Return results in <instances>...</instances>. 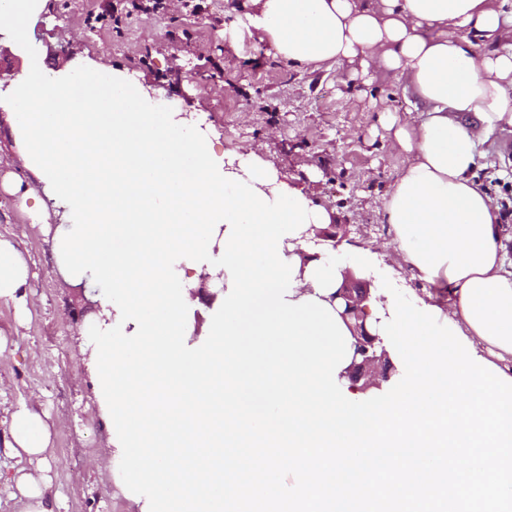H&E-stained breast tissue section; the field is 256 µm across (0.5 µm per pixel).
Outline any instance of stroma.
Instances as JSON below:
<instances>
[{
  "mask_svg": "<svg viewBox=\"0 0 512 512\" xmlns=\"http://www.w3.org/2000/svg\"><path fill=\"white\" fill-rule=\"evenodd\" d=\"M127 0H47L30 22L29 40L52 70L87 47L98 62L135 85L152 88V104L194 114L217 151L252 147L332 221L344 225L338 247L370 250L374 286L383 280L410 301L448 307L444 285L415 277L394 261L381 203L404 158L384 127L386 109H405L402 85L383 76L372 85L337 80L336 68L310 69L279 58L245 29L243 0H164L144 13ZM122 23L93 22L106 4ZM233 100L235 110L224 108ZM0 237L16 241L30 278V314L20 322L13 302L0 300V435L4 419L26 402L49 417L52 441L41 467L51 479L55 512H135L106 462L108 432L87 369L80 310L54 250L52 234L30 224L16 198L0 191Z\"/></svg>",
  "mask_w": 512,
  "mask_h": 512,
  "instance_id": "obj_1",
  "label": "stroma"
}]
</instances>
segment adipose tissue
I'll return each mask as SVG.
<instances>
[{
	"label": "adipose tissue",
	"instance_id": "obj_1",
	"mask_svg": "<svg viewBox=\"0 0 512 512\" xmlns=\"http://www.w3.org/2000/svg\"><path fill=\"white\" fill-rule=\"evenodd\" d=\"M260 41L298 66L349 65L371 83L393 77L410 91L405 115L387 125L406 163L382 203L397 259L430 283H447L452 321L512 378V240L501 208L475 183L479 146L512 131V0H249ZM365 253L309 258L294 299L327 297ZM29 270L0 238V300L27 315ZM51 425L28 404L10 416L5 448L41 460Z\"/></svg>",
	"mask_w": 512,
	"mask_h": 512
}]
</instances>
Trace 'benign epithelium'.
I'll return each instance as SVG.
<instances>
[{
	"label": "benign epithelium",
	"instance_id": "benign-epithelium-1",
	"mask_svg": "<svg viewBox=\"0 0 512 512\" xmlns=\"http://www.w3.org/2000/svg\"><path fill=\"white\" fill-rule=\"evenodd\" d=\"M340 225L331 224L325 229L310 226L306 240L316 245L337 249ZM371 280L346 276L340 288L326 297L334 305L339 316L349 328L353 338V352L349 366L341 374L351 385L362 384L369 388L386 380L391 361L382 345V338L376 328L368 322L367 302L371 298Z\"/></svg>",
	"mask_w": 512,
	"mask_h": 512
}]
</instances>
